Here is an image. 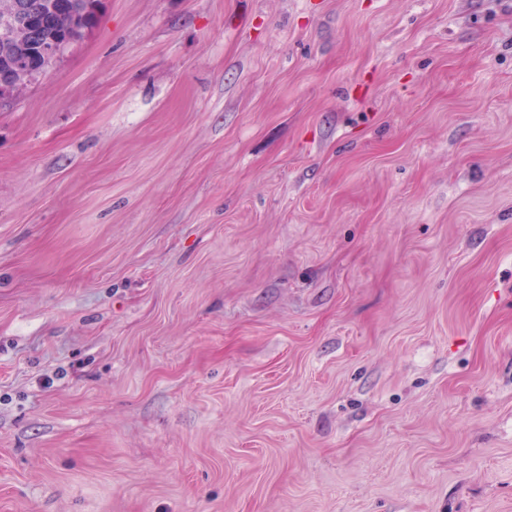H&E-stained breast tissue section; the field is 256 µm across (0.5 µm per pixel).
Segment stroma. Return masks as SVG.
Segmentation results:
<instances>
[{"label": "stroma", "instance_id": "stroma-1", "mask_svg": "<svg viewBox=\"0 0 512 512\" xmlns=\"http://www.w3.org/2000/svg\"><path fill=\"white\" fill-rule=\"evenodd\" d=\"M0 512H512V0H101L0 104Z\"/></svg>", "mask_w": 512, "mask_h": 512}]
</instances>
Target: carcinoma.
Wrapping results in <instances>:
<instances>
[{
    "label": "carcinoma",
    "instance_id": "1",
    "mask_svg": "<svg viewBox=\"0 0 512 512\" xmlns=\"http://www.w3.org/2000/svg\"><path fill=\"white\" fill-rule=\"evenodd\" d=\"M22 10L18 18L36 22L35 32L27 44L19 46L0 38V74L12 61L21 60L34 67L42 66V47L55 42L72 44L97 19L99 0H16Z\"/></svg>",
    "mask_w": 512,
    "mask_h": 512
}]
</instances>
